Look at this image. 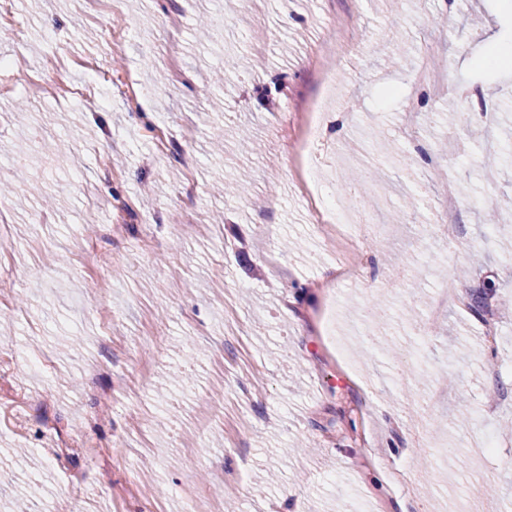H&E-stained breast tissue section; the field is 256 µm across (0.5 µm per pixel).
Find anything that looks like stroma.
Masks as SVG:
<instances>
[{"instance_id": "obj_1", "label": "stroma", "mask_w": 512, "mask_h": 512, "mask_svg": "<svg viewBox=\"0 0 512 512\" xmlns=\"http://www.w3.org/2000/svg\"><path fill=\"white\" fill-rule=\"evenodd\" d=\"M13 2L0 400L38 403L18 430L0 415V512H183L202 495L230 512H456L488 484L481 512H512V230L484 221L512 212V158L490 188L483 163L512 133V71L483 62L512 43V11L121 0L99 22L80 0ZM334 21L355 46L317 136L322 187L382 232L359 231L356 277L331 283L286 107L323 97ZM430 45L454 95L413 79ZM364 168L374 182L351 195ZM445 181L450 232L435 222ZM377 300L387 352L363 337ZM18 353L43 354L44 372ZM63 430L82 447L59 451Z\"/></svg>"}]
</instances>
